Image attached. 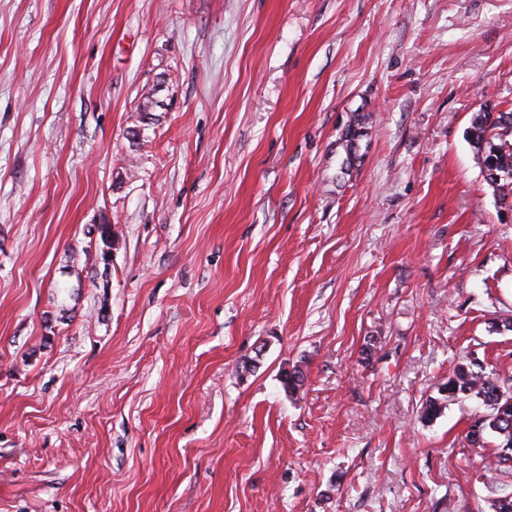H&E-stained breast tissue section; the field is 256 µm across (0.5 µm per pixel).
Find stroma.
Segmentation results:
<instances>
[{
	"label": "stroma",
	"mask_w": 512,
	"mask_h": 512,
	"mask_svg": "<svg viewBox=\"0 0 512 512\" xmlns=\"http://www.w3.org/2000/svg\"><path fill=\"white\" fill-rule=\"evenodd\" d=\"M510 109L512 0H0V512H492ZM498 113H479L473 121L472 137L478 151L484 150V166H492L497 170H484L485 176H501L499 180L487 181L505 198L512 195V141L508 139L512 138V112ZM477 367L478 370H475ZM511 390L512 397V376L500 377L494 373H486L480 364L474 362L458 363L453 369V373L448 376V382L444 383L443 391L448 393L445 398H432L426 400L423 418L433 420L441 412L445 401L457 400L461 397L475 394L480 397L483 403L489 408L483 417L475 421L471 426L467 438L470 443L472 430L480 425L481 442L474 441V445L481 448L484 446V434L492 433L498 438L496 451L494 453L495 464L502 468L512 469V412L507 413L508 418L500 416V411L496 407L500 393H507ZM447 399V400H445Z\"/></svg>",
	"instance_id": "obj_1"
}]
</instances>
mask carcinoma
Masks as SVG:
<instances>
[{
    "label": "carcinoma",
    "instance_id": "obj_1",
    "mask_svg": "<svg viewBox=\"0 0 512 512\" xmlns=\"http://www.w3.org/2000/svg\"><path fill=\"white\" fill-rule=\"evenodd\" d=\"M473 142L482 151L483 164L494 167L501 178L490 184L502 197L512 195V112H481L473 121ZM512 391V376L500 377L486 373L476 363H459L444 383L443 398L426 400L423 418L431 421L442 412L443 403L472 394L480 397L489 412L475 421L481 433L497 436L495 464L502 468H512V412L508 417L500 416L497 408L500 393Z\"/></svg>",
    "mask_w": 512,
    "mask_h": 512
}]
</instances>
